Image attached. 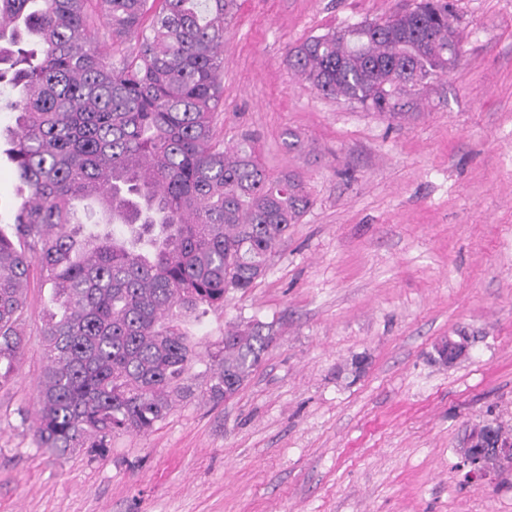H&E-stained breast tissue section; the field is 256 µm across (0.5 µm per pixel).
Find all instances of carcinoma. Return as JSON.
Wrapping results in <instances>:
<instances>
[{"mask_svg":"<svg viewBox=\"0 0 512 512\" xmlns=\"http://www.w3.org/2000/svg\"><path fill=\"white\" fill-rule=\"evenodd\" d=\"M234 0H0V102L26 189L0 225V389L26 343L25 285L40 268L56 311L34 447L107 452L116 433L148 434L184 392L195 344L185 311L224 305L264 274L310 205L302 176H271L248 137L231 150L213 125L223 98L224 19ZM112 43L137 37L114 58ZM451 0H419L291 48L288 67L322 95L390 121L417 116L402 96L463 53ZM274 342L260 323L224 332L205 394L246 385Z\"/></svg>","mask_w":512,"mask_h":512,"instance_id":"carcinoma-1","label":"carcinoma"}]
</instances>
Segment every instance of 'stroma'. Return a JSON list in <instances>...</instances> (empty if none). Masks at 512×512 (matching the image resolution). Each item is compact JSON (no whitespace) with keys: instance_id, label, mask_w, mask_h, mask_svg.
<instances>
[{"instance_id":"1","label":"stroma","mask_w":512,"mask_h":512,"mask_svg":"<svg viewBox=\"0 0 512 512\" xmlns=\"http://www.w3.org/2000/svg\"><path fill=\"white\" fill-rule=\"evenodd\" d=\"M416 0H236L224 30L225 146L250 133L271 175L312 204L263 277L202 318L192 391L105 455L34 447L51 290L32 268L26 348L0 390V512H512V465L465 477L487 424L512 433V0H454L464 57L411 87L392 123L289 70L306 39L383 21ZM303 143L282 147L286 131ZM273 324L247 384L204 395L230 327ZM464 334L467 357L437 344Z\"/></svg>"}]
</instances>
